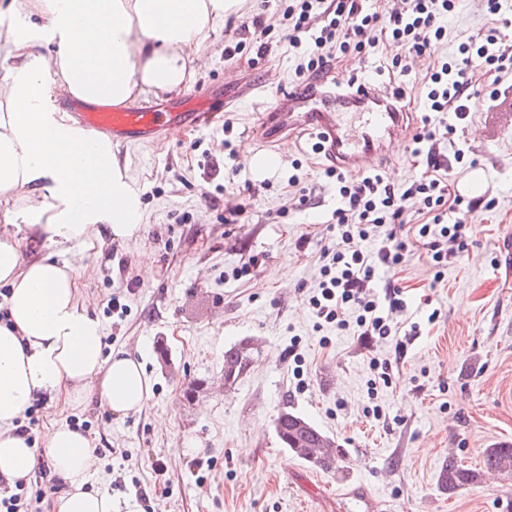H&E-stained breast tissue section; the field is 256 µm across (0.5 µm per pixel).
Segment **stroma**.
Returning <instances> with one entry per match:
<instances>
[{
    "label": "stroma",
    "instance_id": "1",
    "mask_svg": "<svg viewBox=\"0 0 512 512\" xmlns=\"http://www.w3.org/2000/svg\"><path fill=\"white\" fill-rule=\"evenodd\" d=\"M288 4L245 0L209 31L194 62L198 86L267 74L261 98L226 112L232 129L219 122L120 153L145 216L137 242L102 233L57 247L23 224H0L27 262L83 251L79 291L102 324L105 352L134 357L152 382L147 404L122 419L92 395L68 407L41 399L38 430L69 426L90 436L101 453L89 484L111 495L115 512L131 498L139 512H368L349 495L357 486L381 501L379 512H512V481L490 477L452 492L438 482L447 458L475 469L486 448L512 444V255L497 246L512 230V67L470 71L474 108L454 138L436 145L449 159L465 151L450 190L475 202L476 231L434 290L437 271L411 239L395 279L418 310L421 333L399 352L392 337L315 325L309 300L323 251L336 246L329 220L340 198L313 140L281 144L282 167L269 178L255 179L245 166L261 144L255 132L266 101L299 83L298 54L281 23ZM257 16L267 25L260 37L249 26ZM441 23L435 57H458L491 25L512 47V0L493 18L484 0H457ZM261 40L269 44L263 54ZM433 59L410 56L397 69L389 53H349L330 75L401 90L403 106L417 113ZM294 174L300 183L292 187ZM239 202L245 222L225 223L226 206ZM145 265L151 278L140 273ZM241 342L252 362L229 384L224 351ZM385 362L388 385L379 381ZM283 409L335 440L338 473L314 469L280 444L274 420ZM157 459L163 471L153 469Z\"/></svg>",
    "mask_w": 512,
    "mask_h": 512
}]
</instances>
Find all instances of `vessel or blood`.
Wrapping results in <instances>:
<instances>
[{"label": "vessel or blood", "mask_w": 512, "mask_h": 512, "mask_svg": "<svg viewBox=\"0 0 512 512\" xmlns=\"http://www.w3.org/2000/svg\"><path fill=\"white\" fill-rule=\"evenodd\" d=\"M227 85H205L165 105L117 108L89 104L68 92L57 95L71 121L89 137L110 140L124 149L163 140L167 134L222 120ZM264 138L317 141L332 167L356 173L390 157L413 127V115L399 99L368 81L327 90L325 79L280 91L265 115Z\"/></svg>", "instance_id": "vessel-or-blood-1"}]
</instances>
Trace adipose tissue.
Listing matches in <instances>:
<instances>
[{
    "label": "adipose tissue",
    "mask_w": 512,
    "mask_h": 512,
    "mask_svg": "<svg viewBox=\"0 0 512 512\" xmlns=\"http://www.w3.org/2000/svg\"><path fill=\"white\" fill-rule=\"evenodd\" d=\"M242 0H10L23 27L0 30L11 64L0 89V206L30 232L63 245L109 229L138 238L137 192L109 141L87 140L60 113L53 88L92 104L128 105L192 83L209 30ZM53 49L43 56L42 45ZM80 256L25 262L16 241L0 238V282L9 284L10 323L0 326V475L27 477L45 456L66 489L53 512H112V498L90 488L89 437L59 427L35 444L17 433L31 403L66 404L94 391L114 417L140 411L152 384L140 362L104 354L102 327L79 301Z\"/></svg>",
    "instance_id": "1"
}]
</instances>
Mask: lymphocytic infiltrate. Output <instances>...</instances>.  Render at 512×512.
Instances as JSON below:
<instances>
[{
  "instance_id": "f902f5d3",
  "label": "lymphocytic infiltrate",
  "mask_w": 512,
  "mask_h": 512,
  "mask_svg": "<svg viewBox=\"0 0 512 512\" xmlns=\"http://www.w3.org/2000/svg\"><path fill=\"white\" fill-rule=\"evenodd\" d=\"M406 9L380 20L366 0H295L285 8L282 18L288 23V42L298 49L302 61L300 77L310 79L325 72L338 55L366 53L385 46L393 50L392 65H400L408 55L434 54L446 31L440 17L448 15L455 0H406ZM321 8L324 24L311 30L308 19L313 8ZM460 58L437 60L427 77L428 111L422 126L412 137L410 154L424 157L425 171L404 189L381 174L353 178L340 173L336 187L340 207L333 213L336 224L335 249L325 250L318 293L310 304L318 324L337 330H351L360 336L387 338L409 336L405 322L394 320L393 312L407 308L403 290L393 281H381L382 272L397 269L408 252L405 218L407 204L420 199L431 220L414 227L424 239L427 253L436 268L448 265L451 252L445 240L466 246L475 226L470 217L474 205L462 196H449L448 185L454 174V161L463 160L464 150H457L453 161L440 160L436 149V116L447 113L448 133H456L459 121L470 112L467 95V71L472 67L500 71L512 66V51L502 46L495 29L469 39L460 49ZM388 226L389 231L375 250L363 247L368 227ZM41 487L32 490L22 479L15 481L0 475V512H43L44 499L57 479L48 466L35 473Z\"/></svg>"
}]
</instances>
